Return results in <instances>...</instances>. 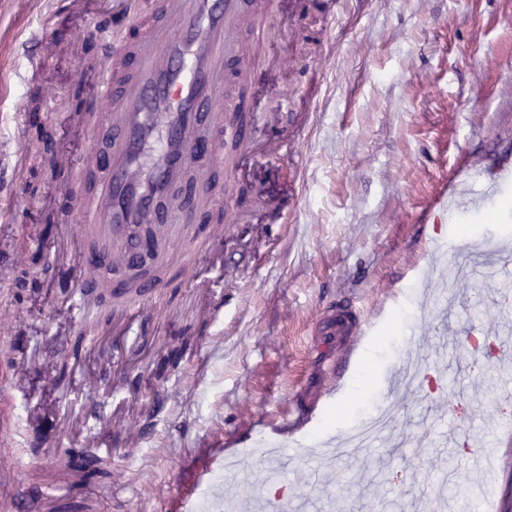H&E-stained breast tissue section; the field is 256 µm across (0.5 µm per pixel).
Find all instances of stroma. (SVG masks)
I'll return each mask as SVG.
<instances>
[{
    "instance_id": "35a3bbf8",
    "label": "stroma",
    "mask_w": 512,
    "mask_h": 512,
    "mask_svg": "<svg viewBox=\"0 0 512 512\" xmlns=\"http://www.w3.org/2000/svg\"><path fill=\"white\" fill-rule=\"evenodd\" d=\"M50 2L0 0V235L22 256L0 265V512H225L261 488L305 512H413L449 478L493 491L471 458L480 439L512 446V379L465 340L512 346L497 322L512 265L477 267L455 290L435 269L512 243V208L500 205L512 199V0H274L287 39L243 64L256 149L234 180L205 174L225 187L226 216L200 274L223 278V302L175 254L147 318L92 293L73 303L75 286L60 285L69 266L28 249L40 231L87 251L66 218L11 220L50 181L43 156L82 136L57 120L56 140L31 142L24 161L38 177L12 181L17 99L36 81L68 86L94 31L85 12L59 17L53 36L73 34L72 54L28 72ZM288 50L299 64L283 62ZM313 80L303 123L280 96ZM278 137L288 151L267 161ZM441 195L437 233L426 217ZM334 299L373 331L320 421L299 438L274 432L322 362L309 331ZM182 336L192 350L156 379L157 352ZM381 403L393 422L369 447L318 454ZM80 448L110 456L109 474L70 471L66 452Z\"/></svg>"
}]
</instances>
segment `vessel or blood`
Here are the masks:
<instances>
[{"mask_svg": "<svg viewBox=\"0 0 512 512\" xmlns=\"http://www.w3.org/2000/svg\"><path fill=\"white\" fill-rule=\"evenodd\" d=\"M272 0H136L134 14L114 15L113 29L131 32L121 48L104 49L98 58L81 60L77 81L88 83L89 112L73 121L88 135L75 149L52 155L47 164L62 191L65 210L75 211L77 237L96 250L77 265L81 288L94 287L102 264H132L143 224L175 225L180 244H195L199 231L192 220L160 216L155 201L167 194L190 161L205 168L223 164L224 146L237 144L249 155L245 129L228 122V114L245 110V99L222 91L230 51L247 38L266 40ZM207 137L206 154L190 150ZM110 143L98 155L97 139ZM98 176L93 194L81 190L86 168ZM368 323L351 307L330 304L315 324V335L327 341L340 360H328L318 376L299 393L292 425L302 428L330 391V378H342Z\"/></svg>", "mask_w": 512, "mask_h": 512, "instance_id": "obj_1", "label": "vessel or blood"}]
</instances>
